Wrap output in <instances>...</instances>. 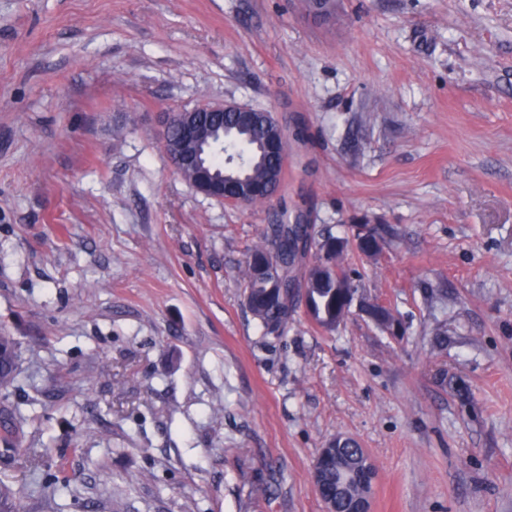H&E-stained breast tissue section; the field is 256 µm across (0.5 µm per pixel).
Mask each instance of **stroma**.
<instances>
[{"instance_id": "stroma-1", "label": "stroma", "mask_w": 512, "mask_h": 512, "mask_svg": "<svg viewBox=\"0 0 512 512\" xmlns=\"http://www.w3.org/2000/svg\"><path fill=\"white\" fill-rule=\"evenodd\" d=\"M221 102L288 129L283 200L175 171L160 113ZM284 204L379 228L347 269L403 335H263L241 268ZM1 328L48 451L0 446L22 512H325L339 436L371 512H512V0H0Z\"/></svg>"}]
</instances>
